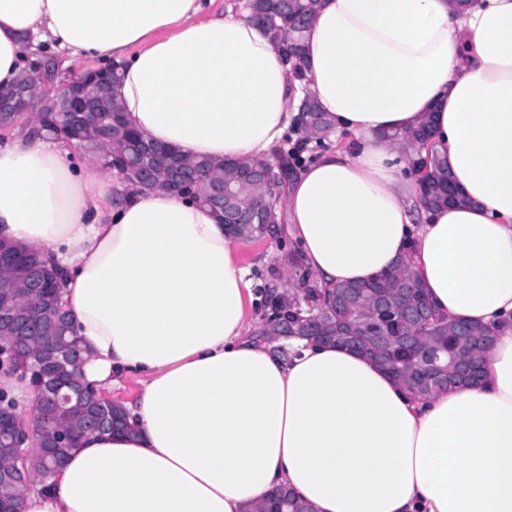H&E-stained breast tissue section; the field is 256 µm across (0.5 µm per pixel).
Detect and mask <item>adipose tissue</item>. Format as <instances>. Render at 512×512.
Here are the masks:
<instances>
[{"label":"adipose tissue","instance_id":"adipose-tissue-1","mask_svg":"<svg viewBox=\"0 0 512 512\" xmlns=\"http://www.w3.org/2000/svg\"><path fill=\"white\" fill-rule=\"evenodd\" d=\"M203 0H0V87L28 43L123 65L127 123L190 158H271L312 95L342 136L280 209L320 287L413 252L438 314L491 328L479 381L411 399L369 359L247 322L235 241L209 207L89 171L74 144H0V241L48 253L87 382L141 375L128 429L83 438L21 512H245L284 486L313 512H512V0H320L302 75L248 13ZM429 120L464 203L421 208Z\"/></svg>","mask_w":512,"mask_h":512}]
</instances>
